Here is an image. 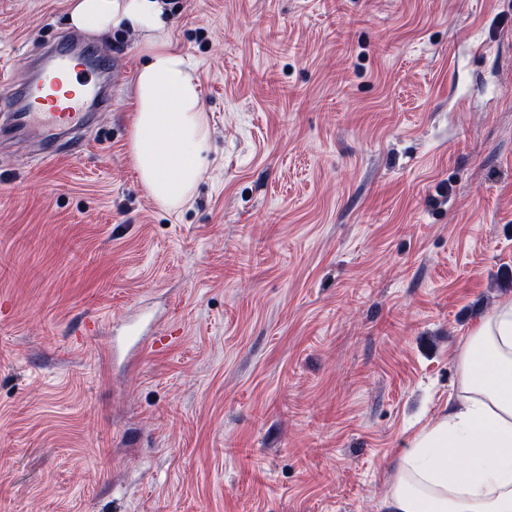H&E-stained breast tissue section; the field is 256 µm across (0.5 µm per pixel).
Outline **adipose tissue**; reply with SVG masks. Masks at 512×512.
Segmentation results:
<instances>
[{"label": "adipose tissue", "instance_id": "obj_1", "mask_svg": "<svg viewBox=\"0 0 512 512\" xmlns=\"http://www.w3.org/2000/svg\"><path fill=\"white\" fill-rule=\"evenodd\" d=\"M162 0H72L76 28L107 35L137 31L129 151L154 201L189 203L210 147V127L187 57L171 48ZM459 391L412 439L395 465L379 512H512V300L496 306L457 356Z\"/></svg>", "mask_w": 512, "mask_h": 512}]
</instances>
